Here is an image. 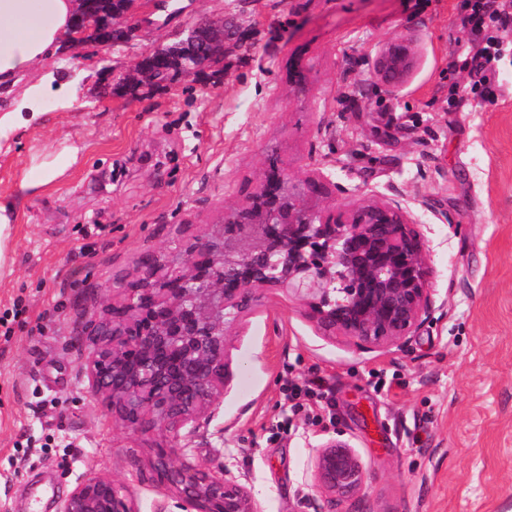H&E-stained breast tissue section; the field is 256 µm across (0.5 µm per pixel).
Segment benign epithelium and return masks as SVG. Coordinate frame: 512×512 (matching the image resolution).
Returning <instances> with one entry per match:
<instances>
[{
    "mask_svg": "<svg viewBox=\"0 0 512 512\" xmlns=\"http://www.w3.org/2000/svg\"><path fill=\"white\" fill-rule=\"evenodd\" d=\"M77 0L74 40L103 46L127 43L137 22L117 23L133 0ZM179 42L139 59L130 79L156 82L159 68L181 78L224 56V17H200ZM411 43L386 41L375 60L377 80L401 87L412 66ZM397 202L336 209L321 169L297 180L266 165L255 192L230 208L193 244L169 254H146L141 277L114 284L98 318L79 339L90 397L132 432L158 431L170 446L157 452L156 470L191 512H258L249 492L220 463L212 472L194 461L189 443L199 418L224 396L228 329L274 288L298 296L326 335L349 336L367 347L401 344L434 309L428 246ZM326 512L360 492L365 474L345 442L332 440L314 462ZM58 512H135L127 490L94 473L80 480Z\"/></svg>",
    "mask_w": 512,
    "mask_h": 512,
    "instance_id": "benign-epithelium-1",
    "label": "benign epithelium"
}]
</instances>
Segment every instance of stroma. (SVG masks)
I'll return each instance as SVG.
<instances>
[{
  "mask_svg": "<svg viewBox=\"0 0 512 512\" xmlns=\"http://www.w3.org/2000/svg\"><path fill=\"white\" fill-rule=\"evenodd\" d=\"M167 0L137 4L117 49L73 45L42 121L0 140V194L15 205L0 269V512H57L87 473L112 476L135 512L175 506L154 469L166 439L127 433L83 389L78 335L106 286L139 277L224 221L268 159L314 167L347 210L396 201L418 218L435 289L430 320L401 346L327 336L299 299L265 290L232 326L220 404L201 415V468L221 460L259 512H314V458L347 442L365 483L357 512H512V27L495 101L448 107L466 82L461 0ZM226 17L218 66L160 86L134 64L202 16ZM404 37L412 71L396 94L373 72ZM308 70L293 96L294 64ZM80 149L53 184L20 189L32 154ZM323 379L328 400L294 411L291 386Z\"/></svg>",
  "mask_w": 512,
  "mask_h": 512,
  "instance_id": "1",
  "label": "stroma"
}]
</instances>
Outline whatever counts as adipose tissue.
Returning a JSON list of instances; mask_svg holds the SVG:
<instances>
[{"mask_svg": "<svg viewBox=\"0 0 512 512\" xmlns=\"http://www.w3.org/2000/svg\"><path fill=\"white\" fill-rule=\"evenodd\" d=\"M75 0H0V94L10 95L23 86L20 99L0 112V135L28 128L42 118L45 93L56 81L50 59L59 57L76 19ZM43 73L34 83L25 78L35 68ZM76 160V150L65 147L32 159L21 178L25 189L50 184L63 176Z\"/></svg>", "mask_w": 512, "mask_h": 512, "instance_id": "obj_1", "label": "adipose tissue"}]
</instances>
